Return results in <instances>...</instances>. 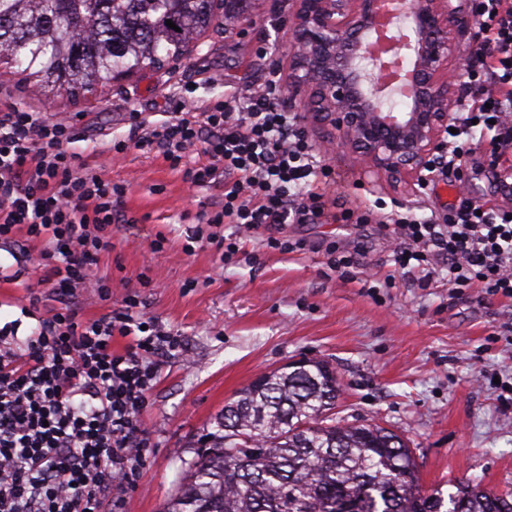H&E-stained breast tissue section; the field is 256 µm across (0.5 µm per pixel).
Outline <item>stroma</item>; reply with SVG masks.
<instances>
[{
  "label": "stroma",
  "instance_id": "stroma-1",
  "mask_svg": "<svg viewBox=\"0 0 512 512\" xmlns=\"http://www.w3.org/2000/svg\"><path fill=\"white\" fill-rule=\"evenodd\" d=\"M290 0H257L244 25L211 31L184 61L144 70L74 99L37 93L33 79L11 73L0 99L68 119L85 140L74 149L126 183L125 207L136 221L120 227L116 247L99 273L112 276V301L81 293L86 316L120 307L138 294L146 315L177 334L179 348L164 355L161 371L140 412L152 444L142 460L145 482L113 489L122 512H163L193 458V444L236 391L263 372L303 359L335 368L342 393L336 411L348 421L392 429L414 452L424 489L463 480L512 495V404L503 405L493 379L512 384V300L446 281L418 285V272L396 271L392 241L377 224H346L339 214L376 201L445 211L468 198L512 210V184L488 165L486 151L471 154L454 193L435 184L427 198L408 186L366 177L347 146L326 160L334 175L320 190L332 220L292 224L289 239L304 251L286 254L260 237L236 242L231 259L213 249L185 254L194 216L214 190L188 191L162 158L135 149L112 150L126 136L131 113L156 120L170 85L193 97L223 98L227 86L262 83L269 68L287 64L293 51L283 21ZM164 235L162 251L150 242ZM362 250L350 276L327 270L329 243ZM150 285L138 288L140 273Z\"/></svg>",
  "mask_w": 512,
  "mask_h": 512
}]
</instances>
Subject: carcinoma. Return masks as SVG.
I'll return each instance as SVG.
<instances>
[{
	"instance_id": "cac0c4a2",
	"label": "carcinoma",
	"mask_w": 512,
	"mask_h": 512,
	"mask_svg": "<svg viewBox=\"0 0 512 512\" xmlns=\"http://www.w3.org/2000/svg\"><path fill=\"white\" fill-rule=\"evenodd\" d=\"M250 2L0 0V64L78 98L187 58ZM339 392L323 361L261 374L198 440L164 512H512L508 496L470 481L423 489L406 442L338 417Z\"/></svg>"
}]
</instances>
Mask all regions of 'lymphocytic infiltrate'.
I'll return each mask as SVG.
<instances>
[{"instance_id":"1","label":"lymphocytic infiltrate","mask_w":512,"mask_h":512,"mask_svg":"<svg viewBox=\"0 0 512 512\" xmlns=\"http://www.w3.org/2000/svg\"><path fill=\"white\" fill-rule=\"evenodd\" d=\"M472 10L476 39L453 131L431 161L437 178L480 146L475 130L493 134L492 163L512 148V0H472ZM281 82L273 71L264 84L207 104L174 87L166 119L133 117L112 149L157 153L189 188H219L197 223L228 224L239 235L324 223L318 186L332 171L282 99ZM80 135L72 122L0 106V249L13 259L0 264V279L17 280L37 260L58 301L42 309L32 289L18 299L22 316L37 317L22 346L11 342L20 319L0 327V512H103L113 487L142 479L151 446L140 410L170 331L132 294L94 318L68 302L79 290L111 301V275L91 270L114 249L116 225L134 221L126 185L74 151ZM198 147L204 162L188 163ZM343 219L389 225L395 267L419 270L421 286L444 273L450 287L512 299V211L463 199L442 215L408 207L349 210ZM118 336L127 340L120 350Z\"/></svg>"}]
</instances>
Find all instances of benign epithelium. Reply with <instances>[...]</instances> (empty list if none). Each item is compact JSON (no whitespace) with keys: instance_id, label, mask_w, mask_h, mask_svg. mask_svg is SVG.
Masks as SVG:
<instances>
[{"instance_id":"1","label":"benign epithelium","mask_w":512,"mask_h":512,"mask_svg":"<svg viewBox=\"0 0 512 512\" xmlns=\"http://www.w3.org/2000/svg\"><path fill=\"white\" fill-rule=\"evenodd\" d=\"M386 0H292L288 106L336 130L372 178L417 186L443 147L464 76L466 26L452 0H393L388 39L406 51L405 110L387 112L396 86H378L369 34Z\"/></svg>"}]
</instances>
